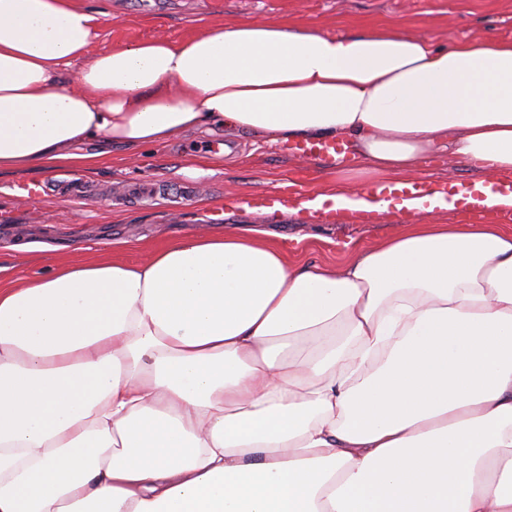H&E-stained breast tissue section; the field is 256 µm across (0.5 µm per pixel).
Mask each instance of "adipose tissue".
<instances>
[{"label":"adipose tissue","mask_w":512,"mask_h":512,"mask_svg":"<svg viewBox=\"0 0 512 512\" xmlns=\"http://www.w3.org/2000/svg\"><path fill=\"white\" fill-rule=\"evenodd\" d=\"M81 0H0V171L209 126L512 174V38L218 23L101 50ZM418 220L341 266L267 231L0 282V512H512V226Z\"/></svg>","instance_id":"1"}]
</instances>
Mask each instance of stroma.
<instances>
[{"mask_svg": "<svg viewBox=\"0 0 512 512\" xmlns=\"http://www.w3.org/2000/svg\"><path fill=\"white\" fill-rule=\"evenodd\" d=\"M102 12L97 45L109 49L161 36L172 40L203 32L215 22L279 23L310 27L336 35H355L392 28L422 35L436 44L449 38L479 41L512 37V0H83ZM483 174L466 162L445 155L427 159L410 174L416 184H471ZM161 178L173 184L195 182V197L172 207L146 203L117 208L115 188L128 181ZM54 179H80L100 193L76 201L47 192L22 200L24 185ZM367 181L361 160L327 165L289 151L287 145L250 133L188 130L163 145L143 149L135 159L114 150L90 171L60 168L0 173V279L38 278L62 262L111 256L119 252L137 263L150 250L175 237L223 232L228 224H258L278 233L290 262L341 265L358 248L371 246L396 232L404 216L385 224L311 221L307 213L275 216L242 208L224 212L219 197L247 198L297 181L304 191L331 192L338 180Z\"/></svg>", "mask_w": 512, "mask_h": 512, "instance_id": "stroma-1", "label": "stroma"}]
</instances>
